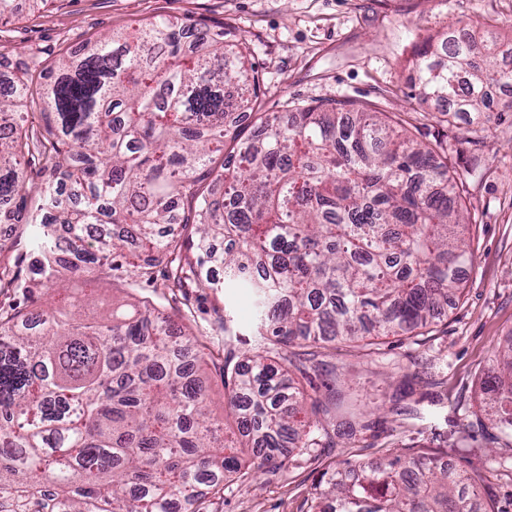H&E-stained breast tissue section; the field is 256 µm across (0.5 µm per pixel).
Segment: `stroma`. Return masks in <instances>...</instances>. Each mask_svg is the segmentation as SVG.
<instances>
[{
  "label": "stroma",
  "instance_id": "1",
  "mask_svg": "<svg viewBox=\"0 0 512 512\" xmlns=\"http://www.w3.org/2000/svg\"><path fill=\"white\" fill-rule=\"evenodd\" d=\"M13 6L0 20V74L6 77L39 74L89 38L160 18L193 31L227 28L251 49L267 114L336 101L396 115L416 140L446 141L448 171L463 184L474 254L460 300L424 335L319 349L307 368L317 397L335 398V419L314 430V445L295 456L287 472L228 482L223 493L203 496L202 512H310L326 471L416 445L485 469L496 512H512V440L482 429L476 418L479 381L512 336V113L478 143L461 144L455 136L465 120L452 126L439 121L433 103L407 82L414 49L428 35L462 28L473 33L487 21L512 39V0H48L39 9L14 0ZM190 296L193 315L178 316L181 296L122 270L109 278L69 280L52 294L2 287L0 313H34L51 300L67 306L92 298L96 304L86 310L92 317L115 303L147 299L208 346L210 409L221 419L224 356L255 352L254 310L229 288H194ZM221 311L231 319L229 342L216 323Z\"/></svg>",
  "mask_w": 512,
  "mask_h": 512
}]
</instances>
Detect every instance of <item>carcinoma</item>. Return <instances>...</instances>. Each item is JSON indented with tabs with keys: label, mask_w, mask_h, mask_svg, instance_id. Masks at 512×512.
Listing matches in <instances>:
<instances>
[{
	"label": "carcinoma",
	"mask_w": 512,
	"mask_h": 512,
	"mask_svg": "<svg viewBox=\"0 0 512 512\" xmlns=\"http://www.w3.org/2000/svg\"><path fill=\"white\" fill-rule=\"evenodd\" d=\"M428 36L409 67L426 99L452 102L487 126L491 90L512 88L493 25ZM164 19L88 43L0 98V224L31 228L29 287L65 272L127 265L189 300V288H240L256 313L258 353L224 358V404L238 437L221 440L200 370L210 355L156 308L117 306L92 321L79 306L0 314V512H198L196 488L282 473L287 445L327 414L279 360L292 344L413 333L456 301L472 261L456 180L439 150L395 137L378 112L345 103L297 107L242 138L237 113L259 112V76L243 39L222 29L184 46ZM37 98L45 125L20 123ZM235 164L218 171L224 141ZM52 176L33 187L34 150ZM196 224V260L164 233ZM224 267V282L209 278ZM485 419L512 437V340L481 381ZM486 476L408 448L385 462L326 473L311 512H492Z\"/></svg>",
	"instance_id": "carcinoma-1"
}]
</instances>
